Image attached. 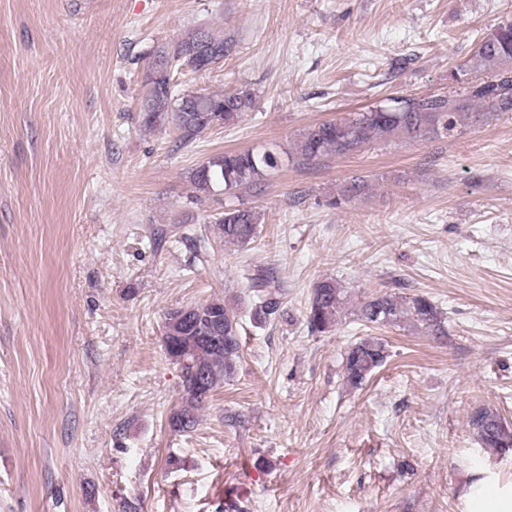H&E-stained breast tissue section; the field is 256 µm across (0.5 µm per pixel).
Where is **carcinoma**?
<instances>
[{
  "label": "carcinoma",
  "instance_id": "cac0c4a2",
  "mask_svg": "<svg viewBox=\"0 0 512 512\" xmlns=\"http://www.w3.org/2000/svg\"><path fill=\"white\" fill-rule=\"evenodd\" d=\"M235 47L232 37L212 33L200 24L174 41L148 54L144 96L141 101L142 126L149 129L169 127L175 144L185 146L202 132L237 121L251 111L254 94L241 89L234 93L213 94L178 88L179 67L189 61H224ZM476 75L463 90L446 95L396 97L353 118L314 124L301 135L295 163L309 165L327 157H343L372 142L395 138L426 141L451 134L473 117L470 108L479 103L481 117L512 112V22L496 27L481 39L473 54L450 73L459 81V73ZM274 149L228 150L202 162L189 173L198 199L233 195L242 187L258 185L278 169ZM364 185H346L330 200L339 206L361 194ZM260 212L232 203L214 219L224 244L244 247L257 236ZM250 288L257 302L253 319L267 321L281 306V289L272 286L271 273L255 269L249 274ZM348 291L332 278L315 283L306 308L309 332L332 331L346 314ZM357 317L365 326L409 327L431 336L448 335L446 313L424 295L406 296L384 292L361 301ZM240 316L224 299L214 298L195 306H180L167 311L162 326V340L167 356L179 366L181 401L170 416L175 432H188L196 426L200 412L210 395L237 372L241 360ZM389 357L387 344L377 336H366L350 345L343 359L345 382L352 388L362 386L367 378ZM469 424L481 448L490 455L504 458L512 453V426L494 410H473Z\"/></svg>",
  "mask_w": 512,
  "mask_h": 512
}]
</instances>
